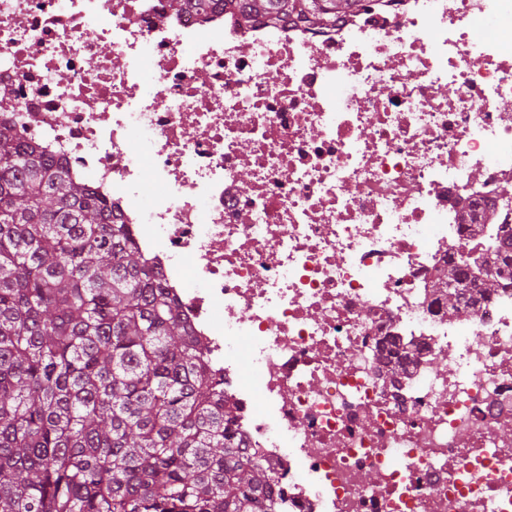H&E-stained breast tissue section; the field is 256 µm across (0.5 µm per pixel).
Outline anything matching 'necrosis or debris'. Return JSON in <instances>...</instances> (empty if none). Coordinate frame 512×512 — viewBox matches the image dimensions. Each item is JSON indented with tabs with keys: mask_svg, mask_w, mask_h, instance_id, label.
<instances>
[{
	"mask_svg": "<svg viewBox=\"0 0 512 512\" xmlns=\"http://www.w3.org/2000/svg\"><path fill=\"white\" fill-rule=\"evenodd\" d=\"M509 41L512 0H362L328 30L0 0V123L128 225L275 512H512V285L470 318L432 288L512 229ZM460 221L462 224H474L476 234L483 231L485 224H493L494 214L487 213L486 209H477L472 203L465 201L460 208Z\"/></svg>",
	"mask_w": 512,
	"mask_h": 512,
	"instance_id": "obj_1",
	"label": "necrosis or debris"
}]
</instances>
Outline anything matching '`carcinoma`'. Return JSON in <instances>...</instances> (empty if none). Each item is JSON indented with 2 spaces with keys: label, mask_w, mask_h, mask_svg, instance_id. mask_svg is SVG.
I'll return each instance as SVG.
<instances>
[{
  "label": "carcinoma",
  "mask_w": 512,
  "mask_h": 512,
  "mask_svg": "<svg viewBox=\"0 0 512 512\" xmlns=\"http://www.w3.org/2000/svg\"><path fill=\"white\" fill-rule=\"evenodd\" d=\"M319 28L360 0H238ZM213 0H171L205 13ZM494 214L466 201L482 233ZM512 283V234L448 255V313ZM388 375L409 367L386 357ZM233 406L181 305L125 224L53 160L0 126V512H272L269 474L240 457Z\"/></svg>",
  "instance_id": "carcinoma-1"
}]
</instances>
